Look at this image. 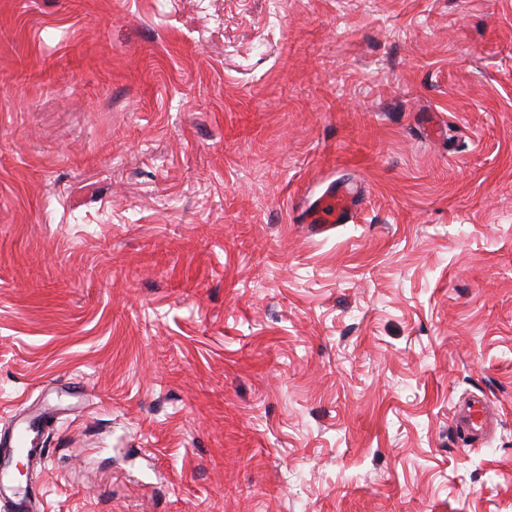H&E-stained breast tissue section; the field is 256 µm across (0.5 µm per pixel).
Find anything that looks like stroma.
Segmentation results:
<instances>
[{
  "label": "stroma",
  "instance_id": "35a3bbf8",
  "mask_svg": "<svg viewBox=\"0 0 512 512\" xmlns=\"http://www.w3.org/2000/svg\"><path fill=\"white\" fill-rule=\"evenodd\" d=\"M32 419L38 512H512V0H0ZM356 193L350 189L323 195L310 205L306 220L318 232L328 230L332 225L344 222L357 206ZM455 427L472 437L483 436L490 424L489 407L481 398H474L465 406L459 407L454 415Z\"/></svg>",
  "mask_w": 512,
  "mask_h": 512
}]
</instances>
